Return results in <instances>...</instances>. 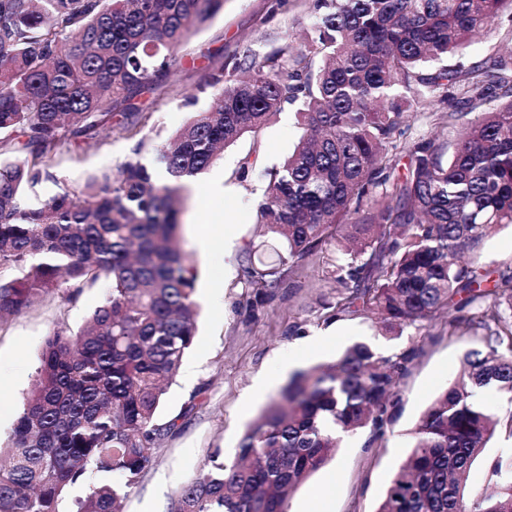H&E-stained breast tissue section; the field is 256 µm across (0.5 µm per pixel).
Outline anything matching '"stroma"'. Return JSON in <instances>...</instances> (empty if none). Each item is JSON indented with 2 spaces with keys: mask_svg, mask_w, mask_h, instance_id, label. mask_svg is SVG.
I'll return each instance as SVG.
<instances>
[{
  "mask_svg": "<svg viewBox=\"0 0 512 512\" xmlns=\"http://www.w3.org/2000/svg\"><path fill=\"white\" fill-rule=\"evenodd\" d=\"M310 18L308 0L287 11L275 9L274 0H225L223 9L181 47L179 63L169 79L138 97L139 110L133 133L120 129L103 132L77 146L62 144L52 164L59 178L74 188L106 170L117 169L137 156L153 165L156 147L162 145L191 117L207 108L210 100L198 95L196 84L209 66L233 70L248 52L265 56L301 44ZM412 138L454 139L456 126L429 101L419 102L407 118ZM296 108L284 105L255 135H246L225 149L209 169L191 185L181 237L198 269L195 299L200 306L197 335L185 360L194 366V379L185 368L178 371L161 419L179 417L178 430L163 438L152 466L144 471L124 503V512H168L173 493L188 482L211 455L234 454L246 426L286 384L293 370L334 360L347 346L361 341L376 352L391 355L415 345L420 354L402 377L400 401L393 423L382 439L368 432L345 439L336 456L311 475L290 496L289 512H376L407 450L411 433L431 401L458 379L465 354L481 344V331L449 335L447 315L435 318L426 330L405 329L387 333L376 316H346L325 320V308L335 293L325 279L334 249L320 252L286 273L284 282L249 319L244 306L247 290L240 255L253 244L261 260H276L273 241L257 226L255 202L265 171L291 152L300 136ZM144 150H137V141ZM253 168L247 178L237 172L244 159ZM206 201L212 220L233 227L232 237L216 240L212 251L200 254L195 237L200 229L198 203ZM479 265L493 271L512 266V224L497 227L475 255ZM104 284L85 289L76 302L49 297L23 313L0 322V447L10 444L21 402L33 386L47 336L57 328L78 331L100 305ZM320 346L296 366L288 364L289 348L310 338ZM265 394H256L261 380ZM482 402L498 420L496 430L467 483V494L485 491L495 478L491 464L500 454L512 452V406L493 390ZM192 412H185L188 402Z\"/></svg>",
  "mask_w": 512,
  "mask_h": 512,
  "instance_id": "obj_1",
  "label": "stroma"
}]
</instances>
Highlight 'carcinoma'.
I'll return each mask as SVG.
<instances>
[{
  "instance_id": "obj_1",
  "label": "carcinoma",
  "mask_w": 512,
  "mask_h": 512,
  "mask_svg": "<svg viewBox=\"0 0 512 512\" xmlns=\"http://www.w3.org/2000/svg\"><path fill=\"white\" fill-rule=\"evenodd\" d=\"M223 5L0 0V319L108 284L79 334L57 330L45 342L0 462V512H59L64 493L96 475L112 481L91 484L76 512H122L181 419L161 422L160 407L199 315L179 236L183 192L286 103L298 104L301 134L256 208L279 263L246 249L247 309L280 287L284 265L333 246L347 259L327 271L330 318L376 310L400 335L446 311L450 335L486 330L458 381L421 415L375 512H512V456L493 463L491 492L465 495L496 425L478 392L492 387L512 405V267L457 263L512 224V50L428 70L480 31L497 26L512 41V0H311L304 48L245 57L235 66L250 72L245 80L222 66L201 74L198 90L214 102L157 150L167 181L139 159L80 190L58 178V144L95 140L115 117L132 132L131 101L169 77L180 47ZM422 98L450 118H481L451 148L410 139L404 113ZM46 182L54 194L33 198ZM417 356L355 343L294 373L235 453L205 462L170 512H289V492L334 457L340 434L385 435Z\"/></svg>"
}]
</instances>
